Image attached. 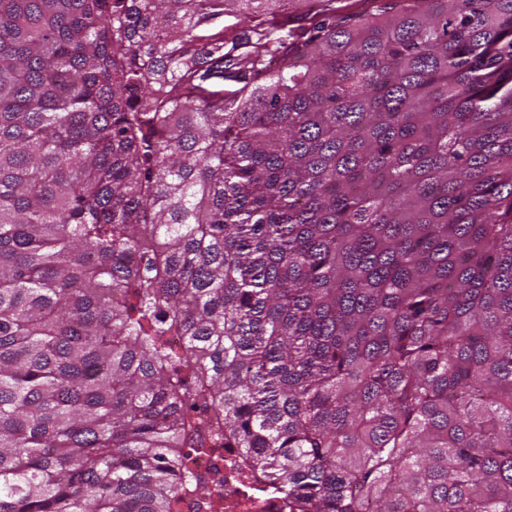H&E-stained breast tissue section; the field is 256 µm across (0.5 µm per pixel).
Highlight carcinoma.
I'll list each match as a JSON object with an SVG mask.
<instances>
[{
	"label": "carcinoma",
	"mask_w": 512,
	"mask_h": 512,
	"mask_svg": "<svg viewBox=\"0 0 512 512\" xmlns=\"http://www.w3.org/2000/svg\"><path fill=\"white\" fill-rule=\"evenodd\" d=\"M291 2L0 0V512H512V0ZM218 455H190L182 460V467L201 478H212L220 469L223 470L224 481L216 485V490L224 495L225 501L240 499L242 489L230 474L227 464L228 453L225 448H217ZM224 457V462L222 461Z\"/></svg>",
	"instance_id": "cac0c4a2"
}]
</instances>
